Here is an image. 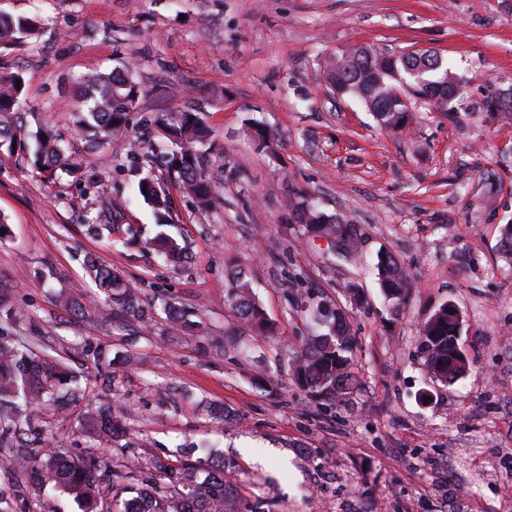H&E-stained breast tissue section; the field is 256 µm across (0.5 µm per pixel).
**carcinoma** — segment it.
Listing matches in <instances>:
<instances>
[{"mask_svg":"<svg viewBox=\"0 0 512 512\" xmlns=\"http://www.w3.org/2000/svg\"><path fill=\"white\" fill-rule=\"evenodd\" d=\"M39 22L35 18L12 16L0 12V45L16 43L33 34ZM326 80L332 94L360 101L385 129H397L408 123L409 112L390 109L389 88L404 83L409 95L448 111V84L454 80L447 62L436 52H428L423 62L411 53H390L369 46L345 50L326 66ZM24 78L19 73L0 75V148L32 150L33 162L41 168L61 167L69 173H80L83 164L62 155L58 135L48 127L40 128L34 146H23V124L18 111L24 100ZM83 107L73 115L74 125L85 135L89 154L97 153L104 138L126 128L129 112L141 96V88L128 76L116 79L101 74L92 80L78 82ZM492 114L512 112V92L505 96L496 92L485 102ZM161 139L152 151L162 154L169 178L191 197L198 207L208 209L215 201L214 186L207 172L210 133L195 112L174 109L151 120ZM139 195L151 204L158 225L167 224L170 199L165 187L146 175L138 181ZM291 220L306 231L327 238L345 239L340 256L360 261L362 251L355 226L338 215L318 210L304 196L290 199ZM141 247L156 252L168 261L182 258L183 248L160 232L141 241ZM501 254L512 265V223L500 231ZM85 273L112 304L114 314L123 320L137 321L142 330L152 329L153 315L145 311L134 290L111 269L88 256ZM374 275L385 299L400 303L410 284L403 262L391 252L377 254ZM226 301L237 315L241 327L267 339L276 334L273 323L259 302L242 269L231 272ZM307 310L321 328L311 336L304 352L287 360L291 379L316 402L326 407L342 401L358 384L350 354L355 336L344 311L323 300L309 302ZM166 318L179 324L189 336L210 339L207 326L192 320L172 303L163 302ZM463 321L456 308L441 304L423 325L420 353L428 372L443 384L451 385L472 368V361L459 346ZM76 382L67 366L48 355L20 345L5 334L0 326V431L9 432L20 415L37 406L58 402V392ZM121 405L113 401L104 408L86 413L80 421L90 442L99 447H114L124 437L119 425ZM22 468L33 474L36 486L50 484L74 497L82 512H102V491H112L107 512H231L234 505L232 481L224 473V462L207 467L171 468L156 466L159 474L136 487L133 468L120 472L93 457L75 459L50 448L22 458Z\"/></svg>","mask_w":512,"mask_h":512,"instance_id":"1","label":"carcinoma"}]
</instances>
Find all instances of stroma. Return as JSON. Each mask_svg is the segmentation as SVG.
Returning a JSON list of instances; mask_svg holds the SVG:
<instances>
[{"instance_id":"stroma-1","label":"stroma","mask_w":512,"mask_h":512,"mask_svg":"<svg viewBox=\"0 0 512 512\" xmlns=\"http://www.w3.org/2000/svg\"><path fill=\"white\" fill-rule=\"evenodd\" d=\"M38 17L36 36L0 46V73H22L27 131L48 126L81 178L0 150V323L77 375L64 406L45 405L0 436V493L13 512H79L72 496L32 487L17 466L44 445L152 472L224 461L250 512H512V267L499 227L512 222V119L483 102L512 85V0H0ZM354 46L441 54L461 93L450 113L420 99L401 130L380 128L357 100L337 99L326 62ZM132 66L142 88L130 123L85 155L72 125L75 81ZM201 113L213 132L208 173L217 205L201 211L164 163L132 159L154 130L142 115ZM265 124L272 150L251 137ZM151 171L170 197L165 231L189 253L171 265L143 251L157 233L137 194ZM356 224L363 254L394 253L413 280L399 313L360 265L334 263L325 240L288 222L291 192ZM110 221L111 235L88 233ZM94 255L140 295L151 334L116 318L85 279ZM241 268L278 332L223 350L236 320L224 302ZM78 290L88 315L58 295ZM340 305L356 336L359 386L333 408L281 381L288 355L316 330L308 294ZM193 311L211 341L167 321L162 301ZM463 319L473 362L463 379L431 378L419 352L424 322L443 302ZM114 356L118 390H102L92 352ZM119 397L130 446L93 447L83 414Z\"/></svg>"}]
</instances>
